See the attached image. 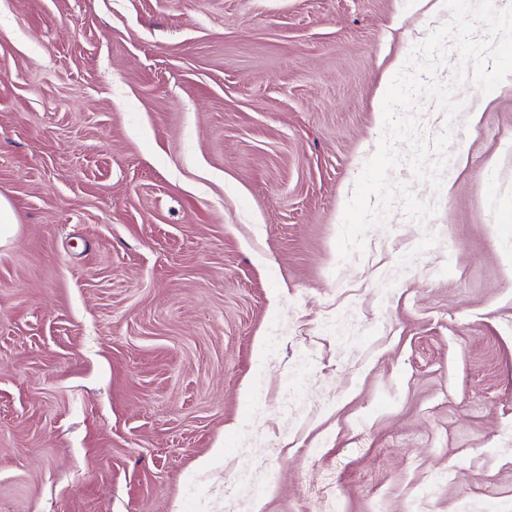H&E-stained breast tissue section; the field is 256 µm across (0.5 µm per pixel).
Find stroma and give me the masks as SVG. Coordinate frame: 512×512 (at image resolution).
<instances>
[{"mask_svg":"<svg viewBox=\"0 0 512 512\" xmlns=\"http://www.w3.org/2000/svg\"><path fill=\"white\" fill-rule=\"evenodd\" d=\"M434 2L0 0V512H512V74L338 251ZM16 221L7 199L0 196V246L7 245L15 235Z\"/></svg>","mask_w":512,"mask_h":512,"instance_id":"stroma-1","label":"stroma"}]
</instances>
